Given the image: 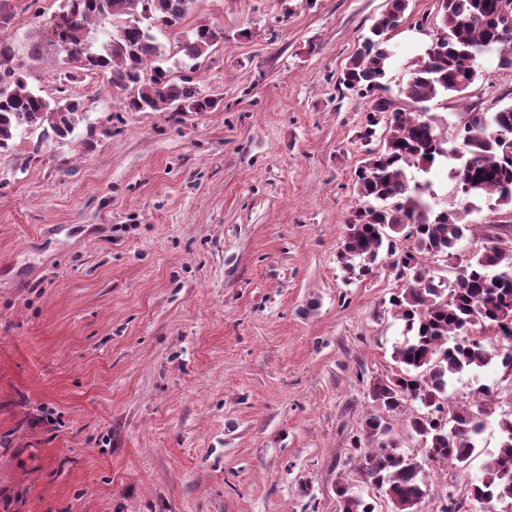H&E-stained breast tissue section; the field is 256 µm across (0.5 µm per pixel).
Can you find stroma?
<instances>
[{
    "instance_id": "stroma-1",
    "label": "stroma",
    "mask_w": 512,
    "mask_h": 512,
    "mask_svg": "<svg viewBox=\"0 0 512 512\" xmlns=\"http://www.w3.org/2000/svg\"><path fill=\"white\" fill-rule=\"evenodd\" d=\"M63 0H18L0 39L28 86L57 96L61 65L29 59ZM386 0H196L159 39L164 64L200 22L224 31L194 83L208 112L125 111L102 76L66 86L94 141L16 138L0 153V512H340L337 483L391 512L345 450L398 371L404 324L389 259L337 260L356 208L369 100L338 79ZM438 0H410L384 83L397 94L431 42ZM512 103L488 56L465 99L430 102L444 136L463 103ZM474 234L428 265L454 279L512 215L475 201ZM465 469L425 464L434 512L480 483L512 417L502 368Z\"/></svg>"
}]
</instances>
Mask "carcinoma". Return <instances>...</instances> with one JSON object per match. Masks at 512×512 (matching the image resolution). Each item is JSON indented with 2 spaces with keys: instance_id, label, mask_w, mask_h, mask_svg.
Segmentation results:
<instances>
[{
  "instance_id": "carcinoma-1",
  "label": "carcinoma",
  "mask_w": 512,
  "mask_h": 512,
  "mask_svg": "<svg viewBox=\"0 0 512 512\" xmlns=\"http://www.w3.org/2000/svg\"><path fill=\"white\" fill-rule=\"evenodd\" d=\"M196 0H64L51 16L36 56L48 45L62 64L60 80L70 83L86 73H101L117 87L130 90L120 98L129 111L207 112L217 101L193 83L198 60L222 39L213 25L198 24L185 33L179 51L192 61L176 79L158 65L169 54L157 33L177 25ZM409 0H387L370 36L350 57L339 85L370 100L360 139L367 146L355 174L360 203L348 221L339 261L369 273L381 252L395 257L392 267L404 281L389 298L405 323L404 342L395 360L404 372L373 384L374 412L364 423L373 443L363 447L352 437L348 454L357 463L362 482L382 492L392 512H428L422 465L398 450L391 436V417L405 399L420 400L427 412L407 422L423 444L425 461L458 468L479 447L490 409L489 388L466 407L452 408L448 390L464 373L500 366L512 375V341L485 345L486 333L512 337V250L489 241L446 284L425 258L449 255L473 225L464 222L470 200L496 197L495 206L512 212V105L488 118L476 109L464 112L462 143L448 147L437 116L427 103L450 94L463 96L481 77L482 59L493 52L497 65L512 69V0H439L436 33L411 79L399 90L403 106L385 95L391 53L388 41L408 9ZM91 22L115 31L97 49L86 43L83 30ZM86 120L83 102L59 91L46 98L28 87L24 66L14 46L0 40V151L23 135H38L35 147L53 136L66 140ZM448 167L458 187L460 208L435 211L431 182L411 183L408 171L430 173ZM497 456L470 500L487 510L493 501L512 500V418L499 422ZM342 512H374L372 503L339 486Z\"/></svg>"
}]
</instances>
